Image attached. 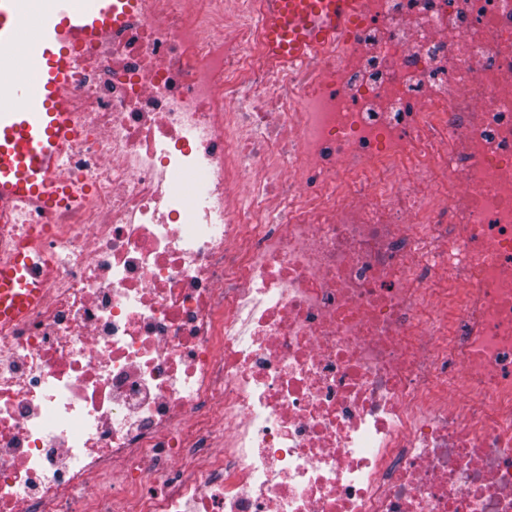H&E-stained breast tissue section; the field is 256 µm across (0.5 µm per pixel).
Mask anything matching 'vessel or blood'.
Returning a JSON list of instances; mask_svg holds the SVG:
<instances>
[{
  "label": "vessel or blood",
  "mask_w": 512,
  "mask_h": 512,
  "mask_svg": "<svg viewBox=\"0 0 512 512\" xmlns=\"http://www.w3.org/2000/svg\"><path fill=\"white\" fill-rule=\"evenodd\" d=\"M56 28L37 38V82H0V208L18 200L48 209L68 188L53 170L59 152L80 136L64 89L73 58L62 34L93 36L112 11L97 0L98 19L73 9L72 0H52ZM359 9V0H267L266 30L271 50L292 62L312 48L335 42ZM22 0H0V71L16 46ZM42 297L39 265L26 247L0 256V321L22 316Z\"/></svg>",
  "instance_id": "obj_1"
}]
</instances>
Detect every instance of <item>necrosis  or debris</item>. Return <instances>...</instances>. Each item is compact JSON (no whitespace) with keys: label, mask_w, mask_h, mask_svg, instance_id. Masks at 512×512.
<instances>
[{"label":"necrosis or debris","mask_w":512,"mask_h":512,"mask_svg":"<svg viewBox=\"0 0 512 512\" xmlns=\"http://www.w3.org/2000/svg\"><path fill=\"white\" fill-rule=\"evenodd\" d=\"M361 2L285 66L264 0L75 42L0 512H512V0Z\"/></svg>","instance_id":"4bbe7bcc"}]
</instances>
